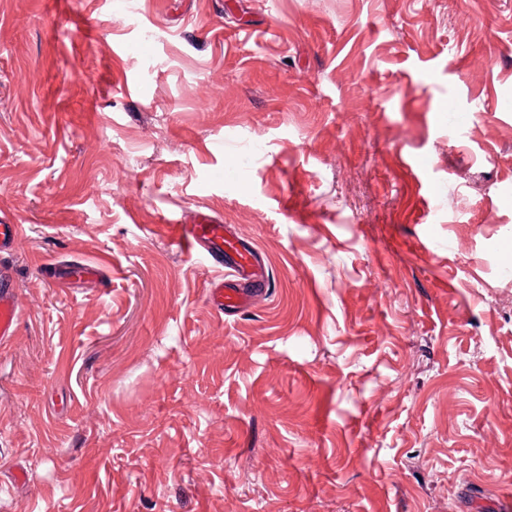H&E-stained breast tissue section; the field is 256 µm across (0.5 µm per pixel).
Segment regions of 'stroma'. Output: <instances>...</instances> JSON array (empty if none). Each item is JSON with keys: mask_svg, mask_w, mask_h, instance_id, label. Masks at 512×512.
I'll use <instances>...</instances> for the list:
<instances>
[{"mask_svg": "<svg viewBox=\"0 0 512 512\" xmlns=\"http://www.w3.org/2000/svg\"><path fill=\"white\" fill-rule=\"evenodd\" d=\"M0 222V512H512V0H0ZM172 232L188 250L205 248L218 264L223 257L225 276L210 284L211 300L220 312L240 310L265 291L266 279L256 271L254 253L240 237L229 234L224 224L202 217L197 224H175ZM20 318L14 281L9 268L0 266V345L8 344L16 334Z\"/></svg>", "mask_w": 512, "mask_h": 512, "instance_id": "obj_1", "label": "stroma"}]
</instances>
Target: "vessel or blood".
I'll return each mask as SVG.
<instances>
[{
	"mask_svg": "<svg viewBox=\"0 0 512 512\" xmlns=\"http://www.w3.org/2000/svg\"><path fill=\"white\" fill-rule=\"evenodd\" d=\"M176 238L190 250L206 249L213 260L223 261L224 276L210 284V296L218 310H239L256 295L264 292L265 278L256 270L254 253L240 237L229 234L223 225L200 218L194 224H177ZM20 318L14 281L9 268L0 266V345L8 344L16 334Z\"/></svg>",
	"mask_w": 512,
	"mask_h": 512,
	"instance_id": "obj_1",
	"label": "vessel or blood"
}]
</instances>
